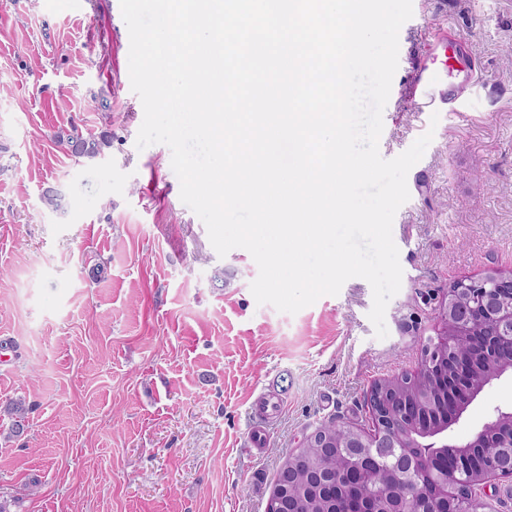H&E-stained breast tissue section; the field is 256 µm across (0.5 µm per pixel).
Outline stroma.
Listing matches in <instances>:
<instances>
[{"instance_id":"stroma-1","label":"stroma","mask_w":512,"mask_h":512,"mask_svg":"<svg viewBox=\"0 0 512 512\" xmlns=\"http://www.w3.org/2000/svg\"><path fill=\"white\" fill-rule=\"evenodd\" d=\"M446 32L471 44L475 79L422 112L413 69ZM129 48L120 0H0V497L16 512H266L304 433L366 424L371 383L417 366L454 279L512 267V0H413L399 31L379 152L433 139L394 218L403 277L383 339L359 277L293 315L257 304V264L217 254L170 148L137 149ZM76 135L102 153L73 155ZM269 398L284 409L255 448ZM511 406L509 372L449 434L468 441Z\"/></svg>"}]
</instances>
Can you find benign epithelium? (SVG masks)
I'll return each instance as SVG.
<instances>
[{"label": "benign epithelium", "mask_w": 512, "mask_h": 512, "mask_svg": "<svg viewBox=\"0 0 512 512\" xmlns=\"http://www.w3.org/2000/svg\"><path fill=\"white\" fill-rule=\"evenodd\" d=\"M437 323L414 372L371 385L369 427L335 420L304 436L280 466L267 512H329L323 493L334 476L350 489L341 512H488L487 485L512 482V409H495L464 444L448 430L512 372V268L453 281ZM473 448L485 449L486 463L471 464ZM363 472H384L389 484L361 488Z\"/></svg>", "instance_id": "benign-epithelium-1"}]
</instances>
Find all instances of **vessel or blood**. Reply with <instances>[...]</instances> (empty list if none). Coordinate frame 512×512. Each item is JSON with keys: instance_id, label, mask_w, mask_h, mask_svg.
Returning a JSON list of instances; mask_svg holds the SVG:
<instances>
[{"instance_id": "b4317fda", "label": "vessel or blood", "mask_w": 512, "mask_h": 512, "mask_svg": "<svg viewBox=\"0 0 512 512\" xmlns=\"http://www.w3.org/2000/svg\"><path fill=\"white\" fill-rule=\"evenodd\" d=\"M442 54L448 58V70L444 73L436 67ZM471 61V51L465 41L441 38L428 45L413 76L415 84L422 89L416 100L418 108L424 111L438 103H453L460 87L470 84L474 78Z\"/></svg>"}]
</instances>
